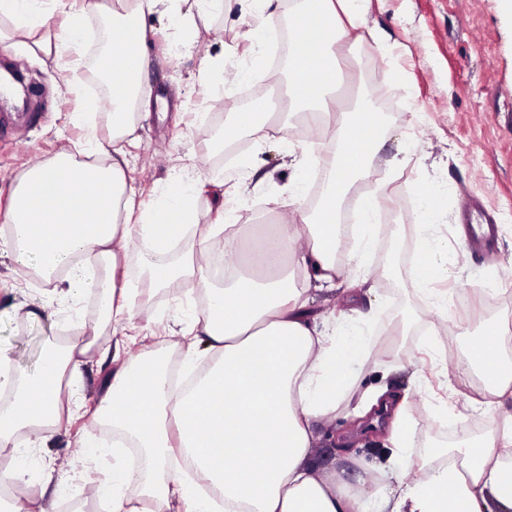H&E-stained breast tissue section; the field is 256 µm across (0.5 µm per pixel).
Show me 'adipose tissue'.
Segmentation results:
<instances>
[{
  "instance_id": "1",
  "label": "adipose tissue",
  "mask_w": 512,
  "mask_h": 512,
  "mask_svg": "<svg viewBox=\"0 0 512 512\" xmlns=\"http://www.w3.org/2000/svg\"><path fill=\"white\" fill-rule=\"evenodd\" d=\"M38 0H0V50L27 38L57 19L54 45L63 55L82 35V14L108 10L105 0H52V11ZM109 11V10H108ZM112 13V12H111ZM358 0H304L294 19L292 65L288 74L291 106L336 110L329 92L337 79L336 43L357 28ZM180 15L179 0H122L113 12L105 68L111 81L112 138L97 141L104 159L76 161L57 155L26 170L0 210L10 229L7 247L21 263H35L39 275L67 270V294L93 290L106 301L108 320L93 324L92 335L107 332L109 322L131 318L129 288L121 286V264L114 243L137 241L140 265L154 288L181 277L194 278L206 306L184 328L189 350L205 345L215 360L196 385L173 394L163 358L144 353L116 372L93 411L111 424L113 457L137 449L138 469L117 471L108 496L111 512H512V333L491 329L481 338L479 358L459 362L461 378L479 374V398L471 409L489 414L490 430L476 439H461L444 463L428 466L408 454L409 426L402 406L394 405L388 385L360 390L353 363L365 358L367 344L357 324L366 314L354 309L317 324L310 309L316 292H355L363 287L349 277L347 265L364 268L375 246L371 222L379 197L356 199L363 232L347 240L339 221L342 203L370 168L384 132L367 104L341 111L338 153L321 144L295 165L304 169L313 156L329 159L328 182L307 233L280 224L273 242L258 259L243 256L254 226L198 221L197 179L178 176L164 198L136 200L126 176L122 143L135 131L132 107L149 63L147 47L154 36L146 20ZM200 250L223 240L234 269L218 284L208 264L186 265L168 256L186 238ZM450 247L436 241L416 253L411 267L415 287L430 290L450 277L437 257ZM346 250L347 262L337 258ZM90 343L46 345L34 375H21L0 359V389L12 399L0 409V447L13 446L18 435L44 441L62 419L59 390L65 375H78ZM393 404L388 441L396 452L381 461L373 479L355 484L329 478L312 454L314 429L338 407L362 418L379 404ZM379 487L366 496L367 482Z\"/></svg>"
}]
</instances>
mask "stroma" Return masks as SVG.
Masks as SVG:
<instances>
[{
	"mask_svg": "<svg viewBox=\"0 0 512 512\" xmlns=\"http://www.w3.org/2000/svg\"><path fill=\"white\" fill-rule=\"evenodd\" d=\"M297 0H278L274 15H243L238 0H226L223 12L197 20L195 27H176L167 17L150 20L157 34L150 49V66L143 78L144 105L135 108L137 143L128 149L126 169L139 198L167 193L176 172L193 171L202 182L197 197L200 223H210L223 200L226 186L236 185L232 203L240 224H275L281 217L299 223L313 213L317 171L306 179L305 202L282 209L288 184L296 170L290 152H302L322 134L306 124L302 114L275 111L281 123L263 134L230 130L232 151L217 146L214 130L230 125L243 107L242 89L219 80L203 86L197 81L202 59H220L225 71L244 70L254 51H263L268 64L254 74V86L284 93L288 79V40L272 46L269 36L280 24H293ZM104 17L89 15L81 41V62L72 66L53 60L30 44H16L0 53V68L11 67L24 77L28 110L12 114L7 140L0 142V206L7 203L11 183L30 166L61 151L77 160H91L85 144L88 132L109 138V114L99 110L93 129L73 122L78 93L102 95L103 89L86 70L97 57ZM381 35L373 41L371 32ZM359 40L337 45L346 84L359 91L366 86L380 93L382 146L361 184L374 192L378 180L389 183L383 210L377 214L378 246L365 274L370 292L361 294L362 310L375 315L361 323L369 339L363 361L352 371L362 386L388 382L392 391L407 396L405 413L413 427L415 455L447 447L445 426L451 421L484 431L488 419L467 408L454 393L458 385L457 350H469L492 324L512 328V13L501 0H364ZM435 202L434 221L418 219L423 197ZM477 204L480 214L493 219L496 237L478 242L475 235H457L464 202ZM448 239L447 265L452 278L435 282L449 300L477 288L499 289L502 299L480 320L467 323L456 343L446 335L456 310L442 311L411 279L412 257L425 241ZM126 279L136 288L133 316L120 322L118 333L103 347L86 355L73 390L62 403L78 396L82 410L63 414L62 427L48 441L33 445L19 435L15 448L0 449V474L27 454L24 484L14 486L12 502L24 512L45 507L64 512L65 505L90 497L112 479L116 466L110 454L112 438L92 410L104 396L114 372L138 356L156 351L171 368L184 363L187 340L176 322L201 311V293L188 279L154 290L140 272L137 250L125 251ZM64 276L43 279L11 252L0 251V349L15 371L36 373L45 344L65 346L97 322L104 303L94 294L65 295ZM39 319L32 320L28 311ZM404 351L422 366L424 375L409 383L406 374L382 379L376 363ZM351 421L344 410L317 424L314 454L327 474L350 482L354 476L340 458L338 437ZM97 438V451L79 447V437ZM64 478L54 491H43L47 470Z\"/></svg>",
	"mask_w": 512,
	"mask_h": 512,
	"instance_id": "obj_1",
	"label": "stroma"
}]
</instances>
